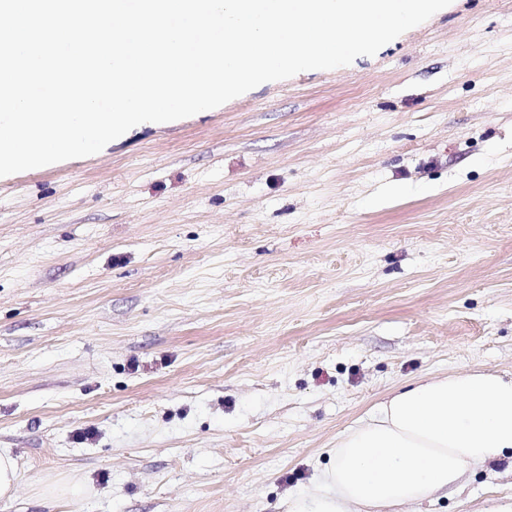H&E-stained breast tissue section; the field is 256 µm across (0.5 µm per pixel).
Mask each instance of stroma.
I'll return each mask as SVG.
<instances>
[{"mask_svg": "<svg viewBox=\"0 0 512 512\" xmlns=\"http://www.w3.org/2000/svg\"><path fill=\"white\" fill-rule=\"evenodd\" d=\"M473 369L512 375V0L0 177V512H288ZM510 503L506 458L415 512ZM19 478L17 460L7 450H0V500L14 497Z\"/></svg>", "mask_w": 512, "mask_h": 512, "instance_id": "stroma-1", "label": "stroma"}]
</instances>
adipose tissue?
<instances>
[{
    "instance_id": "obj_1",
    "label": "adipose tissue",
    "mask_w": 512,
    "mask_h": 512,
    "mask_svg": "<svg viewBox=\"0 0 512 512\" xmlns=\"http://www.w3.org/2000/svg\"><path fill=\"white\" fill-rule=\"evenodd\" d=\"M512 455V377L451 372L390 393L336 441L323 489L289 512H402Z\"/></svg>"
}]
</instances>
